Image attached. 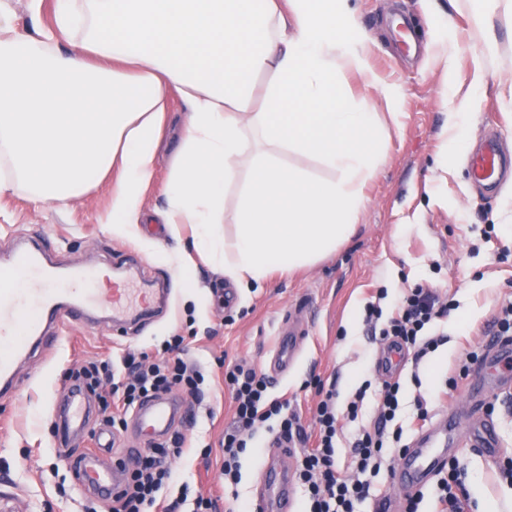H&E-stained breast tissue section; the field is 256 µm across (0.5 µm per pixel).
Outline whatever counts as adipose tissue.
Returning a JSON list of instances; mask_svg holds the SVG:
<instances>
[{"label": "adipose tissue", "instance_id": "1", "mask_svg": "<svg viewBox=\"0 0 512 512\" xmlns=\"http://www.w3.org/2000/svg\"><path fill=\"white\" fill-rule=\"evenodd\" d=\"M50 28L0 12V196L66 210L111 181L113 234L141 218L171 96L189 110L162 212L239 287L333 253L354 232L380 159L376 99L348 0H54ZM362 75L348 104L337 83ZM271 75L258 91L257 75ZM294 153L332 173L314 181ZM240 186L236 209L224 194ZM235 223L233 238L217 231Z\"/></svg>", "mask_w": 512, "mask_h": 512}]
</instances>
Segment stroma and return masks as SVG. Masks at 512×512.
Segmentation results:
<instances>
[{
  "label": "stroma",
  "mask_w": 512,
  "mask_h": 512,
  "mask_svg": "<svg viewBox=\"0 0 512 512\" xmlns=\"http://www.w3.org/2000/svg\"><path fill=\"white\" fill-rule=\"evenodd\" d=\"M349 6L370 38V70L402 96L395 117L385 102L377 104L381 161L363 188L354 233L313 266L276 271L259 287L240 288L196 251L192 225H181L176 236L150 233V225L161 221L169 164L187 117L175 96L143 194L146 220L130 234H112L103 223L110 207L105 183L65 212L33 204L21 191L0 197V258H9L20 239L36 235L56 266H109L123 276L137 272L141 287L161 278L170 288L167 303L145 325H65L54 349L23 366L19 395L0 400V512H79V498L58 490L68 467L48 403L68 391L70 370L90 361L116 362L133 351L155 353L173 335L184 337L189 358L206 370L210 393L201 403L183 396L190 419L178 429L187 446L172 465L179 481L216 489L224 429L234 415L224 367L247 363L268 373L278 329L304 299L312 302L305 318L309 335L288 372L272 379L271 395L288 401L308 428L319 400L310 377L335 383L341 409L371 381L357 420L342 423L340 469L349 466L352 434L373 424L384 381L378 365L385 341L370 333L369 302L380 301L388 315L403 292L424 285L452 305L435 325L446 343L418 366L412 352H405L395 375L404 390V442L422 430L414 419L418 396L427 400L430 417L447 410L469 422L467 399L458 392L444 395L445 380L468 352L487 353L491 321L512 300V184L488 193L469 170L470 148L486 133H497L512 151V0H349ZM452 112L464 118L461 145L450 158L446 128ZM382 291L387 297L381 301ZM491 418L497 455L462 447L455 455L466 467L473 503L512 512V481L501 473L512 459V410L496 407ZM204 445L212 448L210 458L200 454ZM272 447L262 431L243 454L234 512H256L257 486Z\"/></svg>",
  "instance_id": "1"
}]
</instances>
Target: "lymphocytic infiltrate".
I'll return each mask as SVG.
<instances>
[{"label": "lymphocytic infiltrate", "instance_id": "f902f5d3", "mask_svg": "<svg viewBox=\"0 0 512 512\" xmlns=\"http://www.w3.org/2000/svg\"><path fill=\"white\" fill-rule=\"evenodd\" d=\"M449 305L440 303L428 287L416 286L405 292L390 318H383L378 304L367 307L368 319L382 320L380 336L390 337L412 348L415 362L443 343L444 337L432 333V325L447 316ZM89 390L97 391L101 421L113 435L125 429L123 412L142 399L182 390L196 400H204L205 376L187 357L185 339L172 336L161 344L160 357L148 353L124 356L119 364L101 362L83 368L78 374ZM224 387L235 406L231 424L224 430V455L221 464L222 486L229 489L241 478L240 458L259 430H266L275 441L303 445L297 478L307 495L308 512H356L358 501L367 498L370 479L388 461L389 450L404 452L403 429L396 419L403 390L399 382H383L378 397V416L372 427L359 429L352 442L354 475L336 466V440L340 416L357 419L364 392H357L345 411L336 407L335 388H319L320 399L314 411L315 439H308L297 413L286 402L269 394L271 383L255 368L239 364L225 368ZM314 448H307V441ZM184 443L180 432L139 451L122 493L111 501L89 499L83 512H217V498L189 486H176L171 458ZM464 469L458 459H450L439 473L432 512H470L471 499L464 483Z\"/></svg>", "mask_w": 512, "mask_h": 512}]
</instances>
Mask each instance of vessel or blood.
Instances as JSON below:
<instances>
[{"label":"vessel or blood","mask_w":512,"mask_h":512,"mask_svg":"<svg viewBox=\"0 0 512 512\" xmlns=\"http://www.w3.org/2000/svg\"><path fill=\"white\" fill-rule=\"evenodd\" d=\"M470 170L473 180L494 188L502 180L512 178V154L503 152L496 138H485L471 156ZM102 298L97 270L78 266L60 272L49 265L39 244L25 242L18 246L9 263L0 267V399L16 396L20 385L19 365L51 344V337L45 334L46 324L86 321L90 309ZM151 311L144 289L127 287L112 297L111 319L141 320ZM298 336V330L293 328L282 331L276 350L279 368L294 364ZM486 374V363H479L466 385L468 396L474 400L471 410L478 415L484 412L479 397ZM50 408L59 416L66 437L83 431L92 415L90 405L76 389L70 391L64 403H51ZM177 415L178 409L172 401L155 397L135 407L132 424L139 438L161 441L170 435ZM112 443L110 430L99 429L94 448L67 460L82 488L106 500L115 498L123 488L120 463L108 465L102 460ZM463 444L491 456L498 452L497 435L489 424L475 426L463 435L454 420L448 419L439 428L427 430L421 447L406 452L394 469L395 483L410 491L418 490L443 464L447 448ZM258 501L276 508L277 512H291L293 482L289 470L270 467L260 483Z\"/></svg>","instance_id":"obj_1"}]
</instances>
